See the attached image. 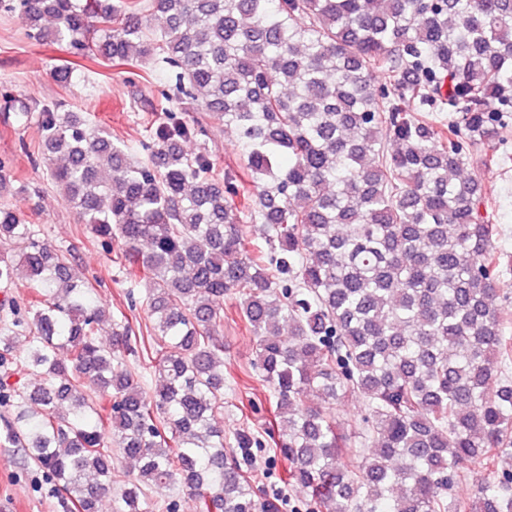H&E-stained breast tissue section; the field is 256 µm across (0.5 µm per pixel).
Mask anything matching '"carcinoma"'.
<instances>
[{
  "mask_svg": "<svg viewBox=\"0 0 512 512\" xmlns=\"http://www.w3.org/2000/svg\"><path fill=\"white\" fill-rule=\"evenodd\" d=\"M37 41L113 64L167 65L143 161L80 112L3 111L41 132L47 175L143 295L151 329L105 316L71 253L0 204V287L35 295L0 324L4 441L58 487L61 512H150L156 489L198 512H279L224 441V308L233 295L276 401L286 481L312 512H512V256L487 160L512 102V0H0ZM58 21L48 31L41 21ZM383 75L378 81L374 74ZM234 131L237 165L189 152L200 118ZM264 226L269 257L247 247ZM156 344L141 370L127 356ZM32 372L41 383L21 381ZM148 372L160 385L145 387ZM359 395L341 430L326 400ZM133 461L119 493L112 447ZM492 478L448 494L470 465Z\"/></svg>",
  "mask_w": 512,
  "mask_h": 512,
  "instance_id": "cac0c4a2",
  "label": "carcinoma"
}]
</instances>
